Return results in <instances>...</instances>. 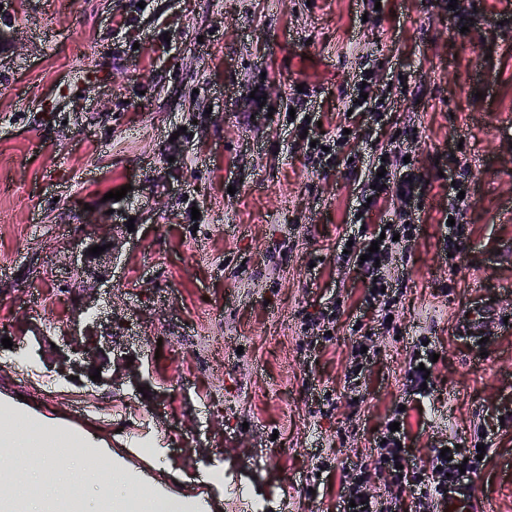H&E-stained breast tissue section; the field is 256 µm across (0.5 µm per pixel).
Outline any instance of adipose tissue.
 <instances>
[{
	"label": "adipose tissue",
	"mask_w": 512,
	"mask_h": 512,
	"mask_svg": "<svg viewBox=\"0 0 512 512\" xmlns=\"http://www.w3.org/2000/svg\"><path fill=\"white\" fill-rule=\"evenodd\" d=\"M0 446L6 447L21 483L0 482V498L18 496L21 485L37 484L66 492L68 480L65 458L79 454L86 474L96 487L94 496H83V512H163V499L142 488L133 471L122 463H112L87 445L75 443L65 435L35 434L26 416L15 411L0 417Z\"/></svg>",
	"instance_id": "1"
}]
</instances>
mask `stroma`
I'll return each mask as SVG.
<instances>
[{
  "label": "stroma",
  "instance_id": "stroma-1",
  "mask_svg": "<svg viewBox=\"0 0 512 512\" xmlns=\"http://www.w3.org/2000/svg\"><path fill=\"white\" fill-rule=\"evenodd\" d=\"M381 154L409 156L427 186L362 221ZM453 180L468 198L449 255ZM509 212L507 0H0V397L49 435L86 409L84 433L119 456L158 449L162 467L136 468L211 512H336L344 468L374 466L402 403L417 465L488 432L472 485L512 512ZM386 219L417 230L385 261L394 319L364 339L375 312L340 255ZM129 222L111 295L64 265L68 245ZM90 293L138 384L60 374L53 346ZM422 335L438 360L418 403L403 383ZM359 339L373 359L353 390ZM206 468L244 483L215 491Z\"/></svg>",
  "mask_w": 512,
  "mask_h": 512
}]
</instances>
